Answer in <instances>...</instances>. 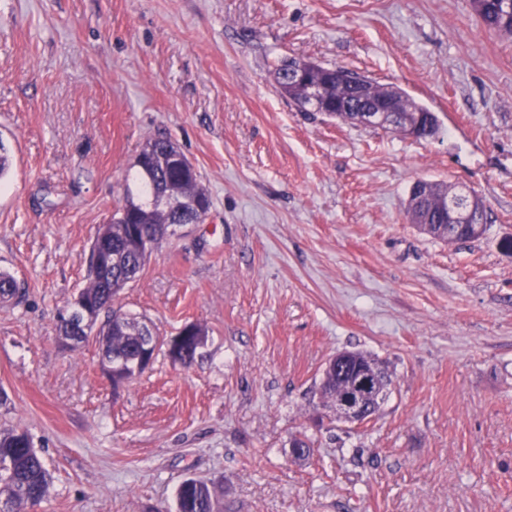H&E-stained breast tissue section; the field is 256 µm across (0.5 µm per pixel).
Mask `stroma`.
I'll list each match as a JSON object with an SVG mask.
<instances>
[{
	"label": "stroma",
	"instance_id": "obj_1",
	"mask_svg": "<svg viewBox=\"0 0 512 512\" xmlns=\"http://www.w3.org/2000/svg\"><path fill=\"white\" fill-rule=\"evenodd\" d=\"M283 57L399 86L441 130L298 111ZM157 134L211 210L114 305L208 337L190 367L161 352L116 383L57 314ZM0 140V270L27 290L0 304V431L49 471L33 512H172L188 478L223 512H512V37L470 0H0ZM419 180L482 199L485 234L420 231ZM343 350L392 373L365 424L320 398Z\"/></svg>",
	"mask_w": 512,
	"mask_h": 512
}]
</instances>
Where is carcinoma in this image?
<instances>
[{"mask_svg": "<svg viewBox=\"0 0 512 512\" xmlns=\"http://www.w3.org/2000/svg\"><path fill=\"white\" fill-rule=\"evenodd\" d=\"M474 12L489 28L512 36V0H471ZM298 63L296 58L280 60L275 66L274 78L277 90L298 108L308 106L330 118L342 122H354L352 102L354 88L341 78L343 67L329 68L309 62L307 81L295 82L288 79V68ZM363 103L377 104L384 100L392 102L395 119L388 129L402 135L410 134L407 122L414 121L420 114L421 129L418 138H434L440 132L435 113L410 98L398 86L380 84L364 78ZM139 158L148 169H138L135 181L138 193L127 190L124 203L107 224V235L94 236L87 257V282L77 293L81 308L68 314L58 313V327L61 334H68L66 316L74 318L86 308L94 319L82 342L94 338L98 343L102 363L113 366L112 380L121 382L142 374L138 370V357L144 346L150 345L159 352L167 345V339L157 333L144 319L129 314L117 316L112 310H104V301L114 299L129 283L139 278L150 251L159 244L154 239L143 242L142 234L165 225L180 223V215L171 207L189 209L192 203L211 207L210 197L200 185L195 168L185 165L186 154L178 143L166 136H151L145 140ZM430 197L423 210H414V198H409L407 215L414 221L420 217L424 224L420 229L430 236L448 242L471 240L467 230L458 233L443 223L445 197L461 199L465 192L456 186L441 182H428ZM8 280L3 291L5 302L19 303L23 292L15 278L6 271L0 278ZM107 312L104 322H98L102 312ZM207 330L196 325V338L187 345L183 366L193 364L200 350L205 346ZM353 383L351 370L341 373L326 365L321 382V396L326 404L345 392ZM49 485V475L38 452L32 448L30 439L23 432L0 433V494L7 492L18 502V512L44 500ZM175 512H222L221 500L212 481L189 478L181 483L176 494Z\"/></svg>", "mask_w": 512, "mask_h": 512, "instance_id": "cac0c4a2", "label": "carcinoma"}]
</instances>
